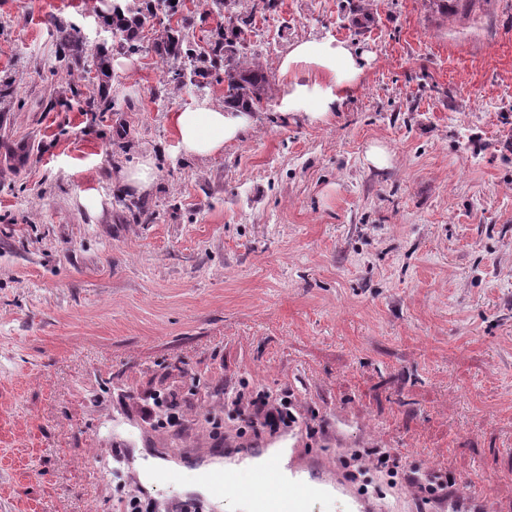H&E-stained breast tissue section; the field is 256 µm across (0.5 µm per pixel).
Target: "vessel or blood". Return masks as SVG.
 Here are the masks:
<instances>
[{"instance_id": "obj_1", "label": "vessel or blood", "mask_w": 512, "mask_h": 512, "mask_svg": "<svg viewBox=\"0 0 512 512\" xmlns=\"http://www.w3.org/2000/svg\"><path fill=\"white\" fill-rule=\"evenodd\" d=\"M298 431L267 438L247 452L206 448L192 455L197 474L185 498L204 504L207 512H222L225 490H235L250 512H308L314 497L336 498L345 512H368L364 494L340 481L325 458L302 455ZM123 459L144 493H151L158 474L171 471L174 460L160 451L144 454L125 447ZM443 512H488L485 498L458 493L444 503Z\"/></svg>"}]
</instances>
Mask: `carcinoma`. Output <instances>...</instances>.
<instances>
[{
	"mask_svg": "<svg viewBox=\"0 0 512 512\" xmlns=\"http://www.w3.org/2000/svg\"><path fill=\"white\" fill-rule=\"evenodd\" d=\"M183 0H112V7L96 6L94 12H106L105 20L112 27L111 47L96 48L92 67L98 79V96L86 98L91 112H107L114 108L109 98L112 81V55H135L142 51V39L147 19L163 14L164 18L179 14ZM217 10L227 12L225 22L210 31L207 47L199 46L185 32L187 18L176 26L164 24L154 36L151 50L163 62L172 64L167 70L166 83L175 84L188 75L190 82L207 86L224 83V106L244 112H257L263 100L270 99L271 81L257 59L248 54L253 12L276 9L277 0H212ZM61 58L80 57L83 52L77 29L55 23Z\"/></svg>",
	"mask_w": 512,
	"mask_h": 512,
	"instance_id": "obj_1",
	"label": "carcinoma"
}]
</instances>
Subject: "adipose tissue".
<instances>
[{
  "label": "adipose tissue",
  "instance_id": "adipose-tissue-1",
  "mask_svg": "<svg viewBox=\"0 0 512 512\" xmlns=\"http://www.w3.org/2000/svg\"><path fill=\"white\" fill-rule=\"evenodd\" d=\"M370 61L369 53L346 40H296L278 65L280 114L312 125L328 122L359 88ZM253 118V113L227 110L203 99L171 113L169 120L185 154L209 157L239 141Z\"/></svg>",
  "mask_w": 512,
  "mask_h": 512
}]
</instances>
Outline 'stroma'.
Returning <instances> with one entry per match:
<instances>
[{
    "label": "stroma",
    "instance_id": "obj_1",
    "mask_svg": "<svg viewBox=\"0 0 512 512\" xmlns=\"http://www.w3.org/2000/svg\"><path fill=\"white\" fill-rule=\"evenodd\" d=\"M447 2L278 0L249 46L271 83L293 41L334 37L372 54L360 87L320 125L270 97L244 139L189 157L169 115L223 106V85L166 86L146 48L113 111H85L71 89L97 85L52 21L94 50L90 0H0V512H124L113 415L173 455L246 450L261 391L290 394L304 450L370 512L464 487L512 512V0ZM148 154L152 189L128 191ZM159 395L180 428L154 427ZM434 471L437 498L416 482ZM55 27L59 37V44L64 52V54H61L62 60H66L67 53L68 56L81 57L80 54L83 52V48L77 29L72 25L64 26L61 22H56ZM122 180L137 192L149 191L156 180L157 168L151 157L142 158L136 164L124 169Z\"/></svg>",
    "mask_w": 512,
    "mask_h": 512
}]
</instances>
